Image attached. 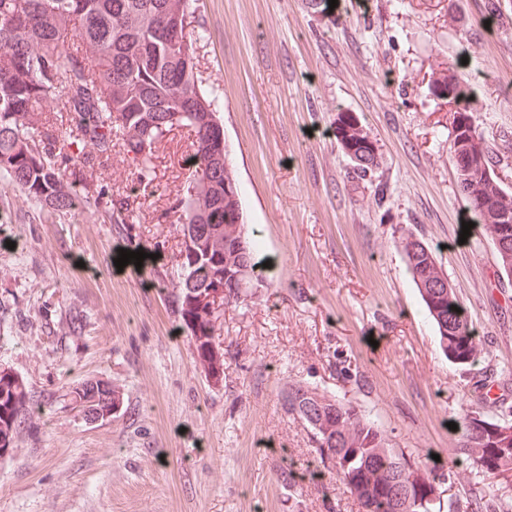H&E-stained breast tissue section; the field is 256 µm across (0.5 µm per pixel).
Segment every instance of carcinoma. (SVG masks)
<instances>
[{
  "label": "carcinoma",
  "instance_id": "1",
  "mask_svg": "<svg viewBox=\"0 0 512 512\" xmlns=\"http://www.w3.org/2000/svg\"><path fill=\"white\" fill-rule=\"evenodd\" d=\"M192 0H0V175L33 202L67 214L89 203L86 167L104 166L116 149L138 167V187L155 191L151 159L174 128L191 132L188 175L170 206L181 277L168 299L188 330L194 359L205 376L224 380V348L216 342L224 306L245 296L239 267L260 282L255 254L261 240L245 229L240 188L224 144L215 99L198 74L196 41L186 33ZM465 97L469 111L455 118L450 153L459 188L482 184L467 197L493 242L498 266L512 273V192L495 173L493 156L474 119L472 88L451 69L433 72L432 92ZM176 111V123L166 114ZM336 138L361 173L375 166L374 147L356 117H338ZM201 195L189 194L193 184ZM136 198L110 201L109 220L127 224ZM400 247L411 280L432 318L451 363L470 367L484 350L462 302L432 248L407 234ZM112 389L89 383L76 389L101 413L112 409ZM311 428L323 467L336 475L362 512H432L434 479L421 461L409 460L384 431L356 408L332 396ZM38 412L26 383L0 368V449L12 448L26 420ZM457 452L488 478L512 475V425L469 417Z\"/></svg>",
  "mask_w": 512,
  "mask_h": 512
}]
</instances>
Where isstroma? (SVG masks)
I'll use <instances>...</instances> for the list:
<instances>
[{"label":"stroma","mask_w":512,"mask_h":512,"mask_svg":"<svg viewBox=\"0 0 512 512\" xmlns=\"http://www.w3.org/2000/svg\"><path fill=\"white\" fill-rule=\"evenodd\" d=\"M186 31L266 279L225 307L212 384L166 298L186 130L152 158L167 193L143 198L124 229L105 217L108 196L136 181L122 154L93 174L103 196L71 215L0 178V367L42 408L0 459V512H360L283 409L291 383L351 402L431 464L440 512H471L478 494L483 512H512V480L453 451L450 423L512 424V280L473 223L449 153L454 115L431 90L441 66L472 84L512 189V0H194ZM342 113L375 147L365 177L336 139ZM406 232L461 299L484 346L475 366L442 353L398 246ZM122 249L149 260L117 269ZM87 380L118 387L121 412L92 422L75 409L69 393Z\"/></svg>","instance_id":"1"}]
</instances>
